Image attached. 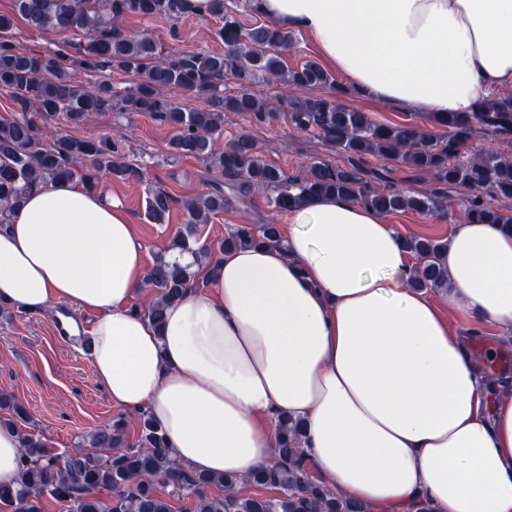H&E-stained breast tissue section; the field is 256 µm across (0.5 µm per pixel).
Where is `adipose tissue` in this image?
<instances>
[{
    "instance_id": "adipose-tissue-1",
    "label": "adipose tissue",
    "mask_w": 512,
    "mask_h": 512,
    "mask_svg": "<svg viewBox=\"0 0 512 512\" xmlns=\"http://www.w3.org/2000/svg\"><path fill=\"white\" fill-rule=\"evenodd\" d=\"M248 2L373 99L472 112L512 89V0ZM132 224L103 192L31 189L0 227V306L93 313L96 379L179 464L249 475L272 463L286 418L318 483L370 512H512V383L492 387L429 289L411 287L380 213L305 199L282 248L224 252L160 330L129 307L149 273ZM445 264L449 305L511 332L512 225L460 221Z\"/></svg>"
}]
</instances>
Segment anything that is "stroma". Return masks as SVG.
I'll return each mask as SVG.
<instances>
[{"instance_id": "obj_1", "label": "stroma", "mask_w": 512, "mask_h": 512, "mask_svg": "<svg viewBox=\"0 0 512 512\" xmlns=\"http://www.w3.org/2000/svg\"><path fill=\"white\" fill-rule=\"evenodd\" d=\"M125 25L163 42L173 53L219 52L224 48L217 36L221 21L213 15H184L176 20L165 16L130 15ZM335 82L343 89L344 103L367 112L377 123L418 126L437 137L445 133L444 128L431 124L427 115L413 106L361 97L347 89L340 76ZM45 126L53 135L96 139L122 130L118 149L142 175L124 181L105 180L100 187L131 213L134 232L144 247L145 264L149 267L158 257H169L176 232L186 229L189 217L183 208L184 200L207 193L213 182L222 178L209 160L176 153L169 144L173 128L148 114H129L116 109L96 114L77 126L59 117L48 119ZM242 134L254 138L262 160L291 177L317 160L341 165L347 162L346 156L335 146L313 131L296 128L284 114L261 123L244 113H225L223 130L214 139V152H222L228 142ZM361 164L380 172L383 186L391 190L416 192L428 184L427 177L397 161L366 156ZM152 188L164 189L174 199L161 223L150 219L146 213L147 193ZM466 195L463 189L455 192L454 208L442 215L409 211L390 215L387 221L407 238L445 239L463 216ZM267 223L286 225L287 215L272 209L265 195L256 193L232 202L224 213L213 217L209 223L198 225L197 235L201 242L216 247L237 225ZM444 312L455 335L474 337L477 349L494 351V358L483 363L490 381L512 375L511 336H503L488 324L482 325L480 330H472L470 322L456 307L445 306ZM1 391L14 395L28 410L30 417L24 425L25 431L43 437L57 452L73 447L104 425L125 419L123 411L113 406L96 381L86 347L75 337L59 335L53 316L44 313L19 309L0 313Z\"/></svg>"}]
</instances>
